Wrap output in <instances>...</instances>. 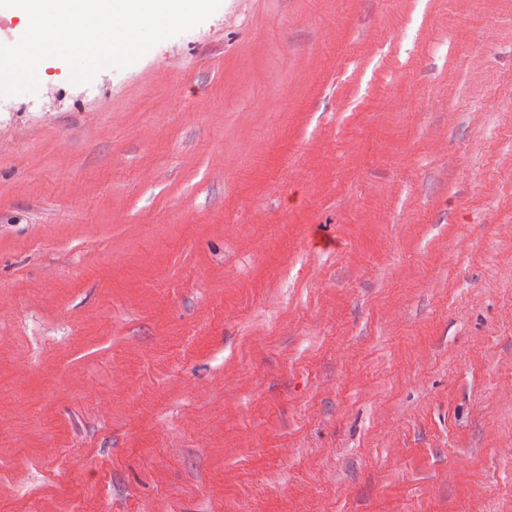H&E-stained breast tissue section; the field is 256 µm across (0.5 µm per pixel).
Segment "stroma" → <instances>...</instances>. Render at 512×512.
Segmentation results:
<instances>
[{
    "instance_id": "stroma-1",
    "label": "stroma",
    "mask_w": 512,
    "mask_h": 512,
    "mask_svg": "<svg viewBox=\"0 0 512 512\" xmlns=\"http://www.w3.org/2000/svg\"><path fill=\"white\" fill-rule=\"evenodd\" d=\"M0 112V512H512V0H222Z\"/></svg>"
}]
</instances>
